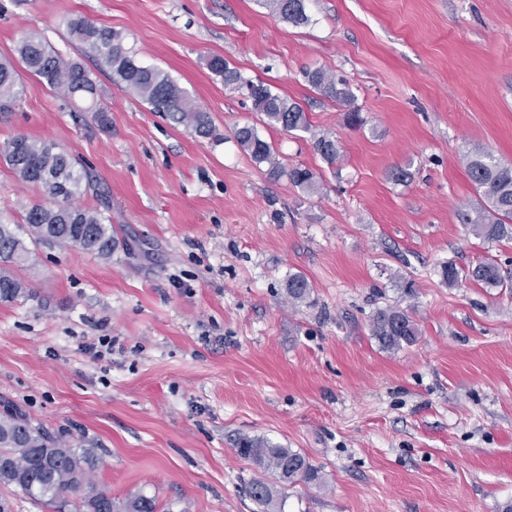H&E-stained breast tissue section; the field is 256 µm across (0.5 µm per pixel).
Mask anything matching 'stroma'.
Returning a JSON list of instances; mask_svg holds the SVG:
<instances>
[{
    "instance_id": "obj_1",
    "label": "stroma",
    "mask_w": 512,
    "mask_h": 512,
    "mask_svg": "<svg viewBox=\"0 0 512 512\" xmlns=\"http://www.w3.org/2000/svg\"><path fill=\"white\" fill-rule=\"evenodd\" d=\"M295 27L260 0H0V58L22 35L84 61L67 22L125 36L207 112L196 136L94 71L84 102L21 72L0 143L28 136L80 162L106 193L120 246L110 261L43 243L14 269L27 297L0 303V406L97 450L95 481L159 512H267L261 472L235 441L300 451L322 484H278L284 512H502L512 502V289L448 286L441 267L497 263L512 240L460 223L483 201L466 157L512 162V0H306ZM226 58L298 102L310 131L263 124L207 61ZM346 78L350 104L305 81ZM364 120L352 128L348 110ZM251 125L282 173L236 143ZM335 138L328 165L313 138ZM309 168L320 190L288 176ZM408 167V182L391 172ZM39 188L0 161V222L21 223ZM312 284L290 305L289 275ZM412 290H405V281ZM410 309L413 344L380 348L373 312ZM113 339L91 358L83 342Z\"/></svg>"
}]
</instances>
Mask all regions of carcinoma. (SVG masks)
Listing matches in <instances>:
<instances>
[{
  "mask_svg": "<svg viewBox=\"0 0 512 512\" xmlns=\"http://www.w3.org/2000/svg\"><path fill=\"white\" fill-rule=\"evenodd\" d=\"M282 20L294 25L309 22L305 0H263ZM69 35L92 57L97 68L110 75L121 86L147 102L155 112L167 115L197 136L212 134L207 113L200 110L175 80L165 71L146 66L135 59L125 47L123 35L110 27L97 25L82 18L67 24ZM16 53L21 65L39 78L42 84L59 90L68 97L95 100L97 84L92 73L80 62L66 60L35 35L26 34L17 43ZM208 68L224 79V86L237 92H247L254 111L264 116L265 124L285 131H307L309 121L301 105L283 96L261 81L255 82L221 56L208 61ZM306 82L321 95L346 103L351 92L343 80H336L327 71L316 68L304 72ZM20 93L17 70L12 61L0 60V111L11 107ZM238 145L258 164L278 166L271 145L260 137L253 126L234 131ZM314 149L329 164L339 159L335 139L314 137ZM0 159L25 184H36L50 204H34L21 224H0V302L13 303L26 294L21 279L12 267L32 257L28 244L52 243L61 248H78L103 260L112 258L119 239L112 227L106 199L95 208H85L76 198L91 188V178L85 168L62 151L45 141L17 136L0 145ZM471 183L485 202L481 210L458 213L460 222L472 227L478 237L488 241L512 239V163L497 159L488 151H474L466 157ZM294 186L308 193L319 189L314 173L299 166L289 171ZM443 279L454 286L463 280L488 287H504L499 267L482 262L460 271L451 263L442 266ZM288 300L301 303L312 286L301 274L288 278ZM370 333L386 350L398 349L417 340L418 327L408 310L399 306L377 309L370 319ZM237 454L252 462L263 473L249 486L250 496L269 507L276 504L274 486L264 479L269 475L280 483L299 479L322 483L317 467L300 452L271 444L263 437L242 436L236 444ZM99 458L95 449L85 448L60 434H53L32 424L24 414L5 410L0 413V486L15 488L40 501L51 512H158L153 496L138 493L123 502L98 487L93 475Z\"/></svg>",
  "mask_w": 512,
  "mask_h": 512,
  "instance_id": "1",
  "label": "carcinoma"
}]
</instances>
